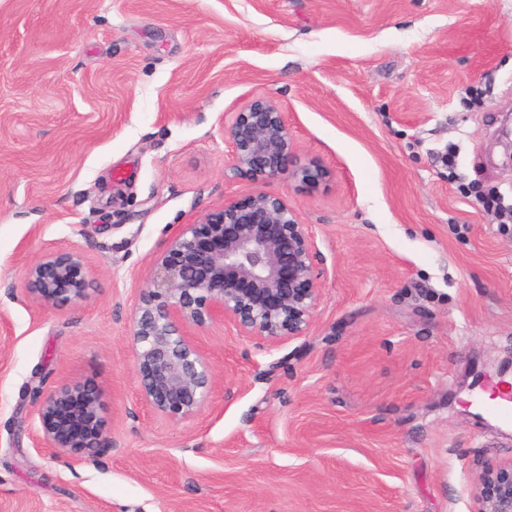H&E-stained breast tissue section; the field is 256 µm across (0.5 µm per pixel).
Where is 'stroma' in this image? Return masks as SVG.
Instances as JSON below:
<instances>
[{
	"mask_svg": "<svg viewBox=\"0 0 512 512\" xmlns=\"http://www.w3.org/2000/svg\"><path fill=\"white\" fill-rule=\"evenodd\" d=\"M250 92L326 181L234 170ZM260 189L314 237V325L195 330L215 384L170 422L139 396V292L172 225ZM491 194L512 204V0H0V512H475L512 461L470 401L512 384ZM72 250L89 299L37 307L28 266ZM40 375L98 389L94 461L37 448Z\"/></svg>",
	"mask_w": 512,
	"mask_h": 512,
	"instance_id": "stroma-1",
	"label": "stroma"
}]
</instances>
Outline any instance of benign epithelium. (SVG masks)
<instances>
[{"mask_svg": "<svg viewBox=\"0 0 512 512\" xmlns=\"http://www.w3.org/2000/svg\"><path fill=\"white\" fill-rule=\"evenodd\" d=\"M234 169L255 180L316 185L330 172L303 164L274 100L253 93L224 125ZM316 250L307 225L282 193L258 190L227 197L193 224H178L140 289L131 327L141 399L178 423L208 403L215 373L192 330L230 322L238 335L276 346L305 336L321 298ZM25 292L37 306L77 304L88 297L87 263L77 252L48 255L27 270ZM39 448L53 458L91 460L104 445L98 393L80 383L34 387ZM476 512H512V461L482 477Z\"/></svg>", "mask_w": 512, "mask_h": 512, "instance_id": "obj_1", "label": "benign epithelium"}]
</instances>
